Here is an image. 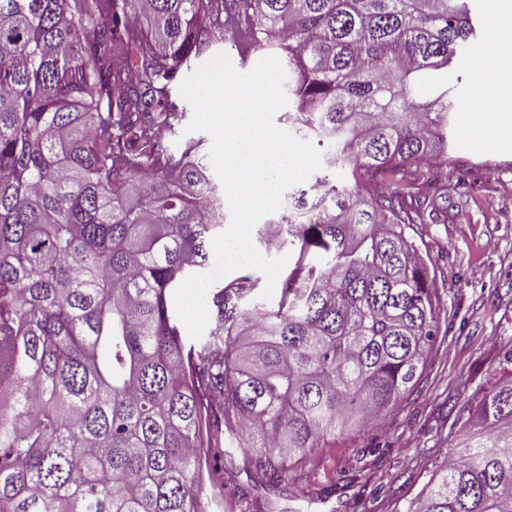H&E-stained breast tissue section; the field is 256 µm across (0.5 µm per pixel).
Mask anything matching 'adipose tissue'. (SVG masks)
<instances>
[{
	"label": "adipose tissue",
	"instance_id": "ef3b65f1",
	"mask_svg": "<svg viewBox=\"0 0 512 512\" xmlns=\"http://www.w3.org/2000/svg\"><path fill=\"white\" fill-rule=\"evenodd\" d=\"M496 31L494 49L481 53L476 97L495 104L497 111L512 112V41L503 34L512 30V0H489Z\"/></svg>",
	"mask_w": 512,
	"mask_h": 512
}]
</instances>
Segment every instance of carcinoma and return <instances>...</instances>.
I'll use <instances>...</instances> for the list:
<instances>
[{
  "mask_svg": "<svg viewBox=\"0 0 512 512\" xmlns=\"http://www.w3.org/2000/svg\"><path fill=\"white\" fill-rule=\"evenodd\" d=\"M85 2L0 0V512H199L196 449L235 435L279 485L418 383L439 312L406 229L436 207L418 166L448 162V69L477 34L467 0ZM226 32L279 53L288 123L353 184L289 194L277 304L220 283L187 344L169 294L209 266L224 193L160 132ZM467 422L408 512H512V347Z\"/></svg>",
  "mask_w": 512,
  "mask_h": 512,
  "instance_id": "1",
  "label": "carcinoma"
}]
</instances>
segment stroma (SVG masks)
I'll use <instances>...</instances> for the list:
<instances>
[{
  "label": "stroma",
  "instance_id": "1",
  "mask_svg": "<svg viewBox=\"0 0 512 512\" xmlns=\"http://www.w3.org/2000/svg\"><path fill=\"white\" fill-rule=\"evenodd\" d=\"M469 120L455 119L451 167L468 173L438 188L448 209L409 236L437 285L439 333L416 386L360 436L329 442L289 461L287 486L260 479L245 454L221 468L202 449L224 500L201 512H405L462 439L461 409L476 411L477 391L493 381L512 342V134L474 142Z\"/></svg>",
  "mask_w": 512,
  "mask_h": 512
}]
</instances>
